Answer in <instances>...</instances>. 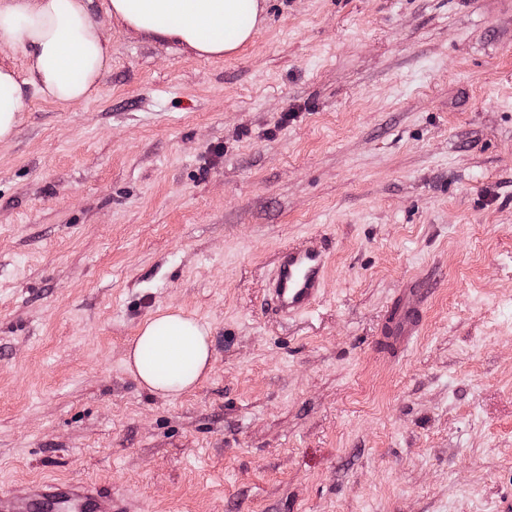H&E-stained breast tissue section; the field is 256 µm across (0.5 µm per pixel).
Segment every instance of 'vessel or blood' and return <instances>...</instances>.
I'll list each match as a JSON object with an SVG mask.
<instances>
[{"label": "vessel or blood", "instance_id": "b4317fda", "mask_svg": "<svg viewBox=\"0 0 512 512\" xmlns=\"http://www.w3.org/2000/svg\"><path fill=\"white\" fill-rule=\"evenodd\" d=\"M326 268V251L317 240L286 247L278 257L272 307L287 316L309 311L322 292ZM418 321L415 309L397 306L386 327L390 348L406 352ZM0 512H137V507L130 500L102 492L91 482H44L33 485L24 497H1Z\"/></svg>", "mask_w": 512, "mask_h": 512}]
</instances>
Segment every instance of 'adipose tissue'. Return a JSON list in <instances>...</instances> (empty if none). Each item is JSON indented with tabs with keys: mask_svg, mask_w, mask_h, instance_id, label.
<instances>
[{
	"mask_svg": "<svg viewBox=\"0 0 512 512\" xmlns=\"http://www.w3.org/2000/svg\"><path fill=\"white\" fill-rule=\"evenodd\" d=\"M90 0H0V45L22 52L28 78L0 66V141L10 139L35 91L59 108L86 100L112 48ZM128 31L220 57L247 43L265 21L258 0H108ZM211 360L207 328L179 311L149 320L129 345L126 367L151 392L175 398L194 387Z\"/></svg>",
	"mask_w": 512,
	"mask_h": 512,
	"instance_id": "adipose-tissue-1",
	"label": "adipose tissue"
}]
</instances>
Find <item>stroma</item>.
Wrapping results in <instances>:
<instances>
[{"instance_id": "35a3bbf8", "label": "stroma", "mask_w": 512, "mask_h": 512, "mask_svg": "<svg viewBox=\"0 0 512 512\" xmlns=\"http://www.w3.org/2000/svg\"><path fill=\"white\" fill-rule=\"evenodd\" d=\"M95 92L0 142V496L140 512H497L512 496V0H260L221 58L129 34ZM321 298L282 317V247ZM411 350L380 344L410 279ZM179 310L205 378L125 359ZM326 268V251L317 240L286 247L278 257L272 307L287 316L309 311L322 292ZM208 329L180 311L149 320L131 341L126 367L153 393L170 398L194 387L211 360ZM190 367L188 374L184 370ZM4 512H136L127 499L112 497L92 482L33 485L22 498H0Z\"/></svg>"}]
</instances>
